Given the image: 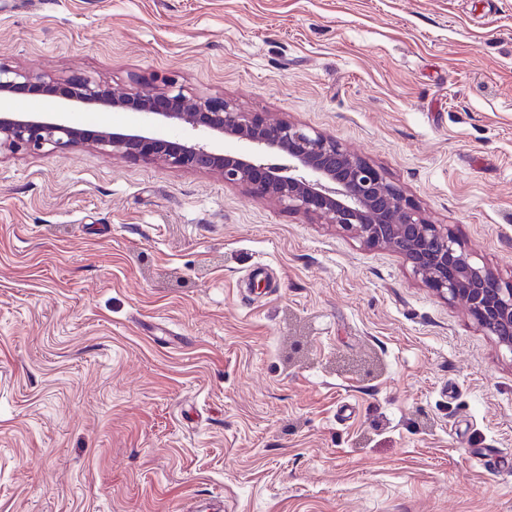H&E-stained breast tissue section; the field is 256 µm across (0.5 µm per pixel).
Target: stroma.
<instances>
[{"instance_id": "1", "label": "stroma", "mask_w": 512, "mask_h": 512, "mask_svg": "<svg viewBox=\"0 0 512 512\" xmlns=\"http://www.w3.org/2000/svg\"><path fill=\"white\" fill-rule=\"evenodd\" d=\"M0 62L335 136L512 282V0H0ZM509 456L512 352L399 254L215 172L0 151V512H512Z\"/></svg>"}]
</instances>
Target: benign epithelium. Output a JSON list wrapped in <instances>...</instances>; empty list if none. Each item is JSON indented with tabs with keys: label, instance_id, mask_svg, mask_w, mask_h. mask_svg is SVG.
Listing matches in <instances>:
<instances>
[{
	"label": "benign epithelium",
	"instance_id": "obj_1",
	"mask_svg": "<svg viewBox=\"0 0 512 512\" xmlns=\"http://www.w3.org/2000/svg\"><path fill=\"white\" fill-rule=\"evenodd\" d=\"M51 90L64 106L126 109L146 120L183 126L188 136L169 141L144 134L88 131L52 117L0 111V150L66 151L91 144L126 159L160 161L173 168L219 173L224 183L260 200L305 215L325 217L368 247L400 254L415 278L462 304L478 323L512 351V283H504L470 255L448 230L420 209L368 160L335 137L289 120L269 121L222 98L185 93L170 80L149 92L115 93L88 78L45 80L0 63V96ZM243 145L225 149L224 142Z\"/></svg>",
	"mask_w": 512,
	"mask_h": 512
}]
</instances>
